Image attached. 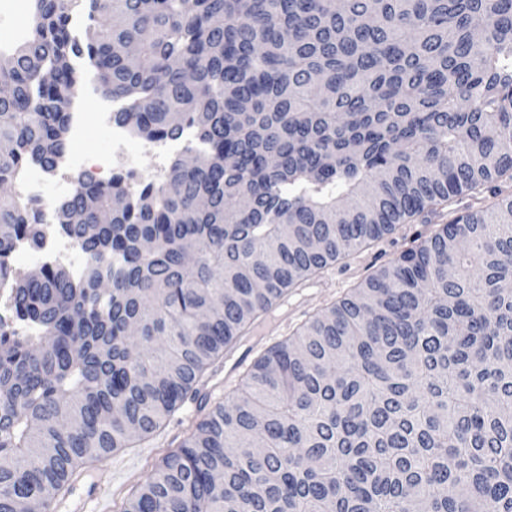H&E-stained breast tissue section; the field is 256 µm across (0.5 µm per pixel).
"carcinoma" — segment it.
I'll return each mask as SVG.
<instances>
[{"instance_id": "obj_1", "label": "carcinoma", "mask_w": 512, "mask_h": 512, "mask_svg": "<svg viewBox=\"0 0 512 512\" xmlns=\"http://www.w3.org/2000/svg\"><path fill=\"white\" fill-rule=\"evenodd\" d=\"M29 9L0 52L1 187L64 162L78 60L116 122L148 140L190 127L209 161L176 156L137 190L78 179L51 224L91 256L79 277L12 270L43 218L0 194V288L38 330L0 326V512H50L74 473L162 430L310 276L512 180V0ZM510 281L512 197L267 349L121 512H512Z\"/></svg>"}]
</instances>
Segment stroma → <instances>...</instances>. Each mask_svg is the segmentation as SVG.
Returning <instances> with one entry per match:
<instances>
[{
	"mask_svg": "<svg viewBox=\"0 0 512 512\" xmlns=\"http://www.w3.org/2000/svg\"><path fill=\"white\" fill-rule=\"evenodd\" d=\"M430 230V225L416 220L399 225L391 234L317 274V287L294 289L290 307L276 308L243 336L234 351L214 364L207 379L208 384L223 379L235 360L244 358L254 361L273 344L296 336L300 328L316 314L351 294L379 268L397 262L405 251L413 247L417 234ZM327 279L332 282L328 288L323 285ZM215 403V398L211 396L203 402L186 399L183 407L153 439L115 454L106 468L92 472V480L110 488L109 512H120L136 484L150 475L162 457L174 449L192 425L203 417L204 407L214 406Z\"/></svg>",
	"mask_w": 512,
	"mask_h": 512,
	"instance_id": "1",
	"label": "stroma"
}]
</instances>
